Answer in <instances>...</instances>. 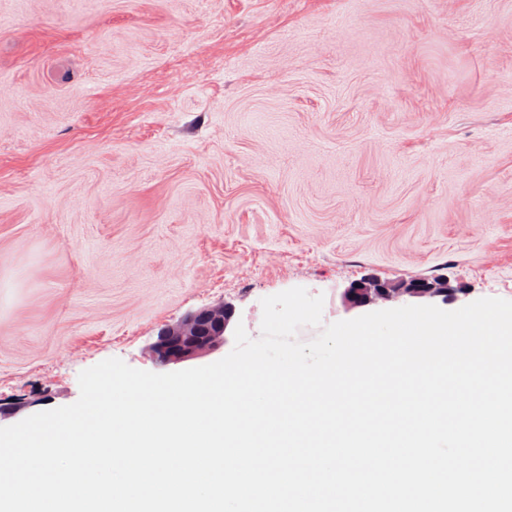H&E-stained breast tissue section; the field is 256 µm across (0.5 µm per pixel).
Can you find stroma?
I'll use <instances>...</instances> for the list:
<instances>
[{
  "label": "stroma",
  "instance_id": "obj_1",
  "mask_svg": "<svg viewBox=\"0 0 512 512\" xmlns=\"http://www.w3.org/2000/svg\"><path fill=\"white\" fill-rule=\"evenodd\" d=\"M368 275L512 300V0H0V425ZM232 315L233 308L224 302L189 313L162 329L150 352L164 365L207 355L223 346Z\"/></svg>",
  "mask_w": 512,
  "mask_h": 512
}]
</instances>
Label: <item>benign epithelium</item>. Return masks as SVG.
Wrapping results in <instances>:
<instances>
[{
  "mask_svg": "<svg viewBox=\"0 0 512 512\" xmlns=\"http://www.w3.org/2000/svg\"><path fill=\"white\" fill-rule=\"evenodd\" d=\"M456 296V289L448 278L437 275L402 281L364 277L350 285L347 297L351 304L364 306L380 299L392 301L402 297L439 298L448 303ZM233 308L224 303L211 305L189 313L178 322L167 326L151 344L152 356L161 364L180 363L199 358L224 344V333L232 318Z\"/></svg>",
  "mask_w": 512,
  "mask_h": 512,
  "instance_id": "7a95c632",
  "label": "benign epithelium"
}]
</instances>
